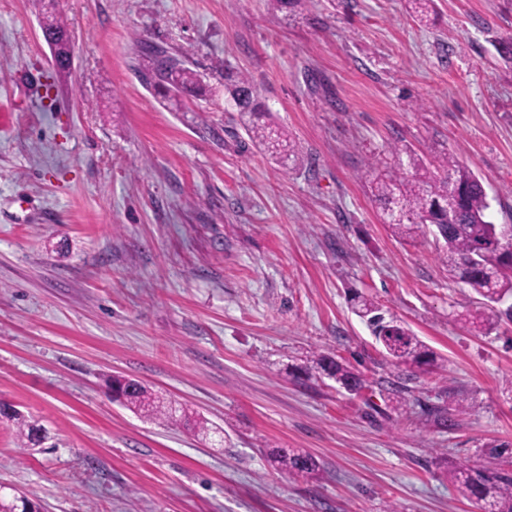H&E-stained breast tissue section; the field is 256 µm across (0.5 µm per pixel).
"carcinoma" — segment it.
Listing matches in <instances>:
<instances>
[{
    "mask_svg": "<svg viewBox=\"0 0 512 512\" xmlns=\"http://www.w3.org/2000/svg\"><path fill=\"white\" fill-rule=\"evenodd\" d=\"M412 17L422 25L432 21L433 0H407ZM43 36L54 39L53 56L60 70L68 68L72 46L67 26L55 15L43 18ZM151 67L142 74L146 87L162 88L167 99L183 105L182 96L200 89L199 75L190 67L188 54L163 53L149 48ZM224 91L230 96L252 143L281 161L296 164L303 158L288 133L265 121L256 89L244 75L224 72ZM414 173L382 177L369 169L363 179L369 182L373 201L391 232L401 239L432 236L441 245V259L450 276L482 297L490 307L512 297V255L500 251L494 224L488 220L491 207L482 178L454 156L443 154L435 170L412 159ZM353 312L371 328L390 362L396 366L434 367L438 356L402 327L373 299L351 298ZM310 377H326L351 394L359 393L365 379L348 365L326 355L312 354L304 368ZM112 398L127 408L152 418L173 417L142 382L112 379ZM15 422L20 447L30 448L40 441V427L15 411L8 415ZM269 458L276 470L290 476L312 477L317 464L309 455L294 449L274 448ZM453 481L474 498L484 512H512V470H482L467 464L457 466Z\"/></svg>",
    "mask_w": 512,
    "mask_h": 512,
    "instance_id": "carcinoma-1",
    "label": "carcinoma"
}]
</instances>
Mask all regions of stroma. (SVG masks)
Masks as SVG:
<instances>
[{"instance_id":"1","label":"stroma","mask_w":512,"mask_h":512,"mask_svg":"<svg viewBox=\"0 0 512 512\" xmlns=\"http://www.w3.org/2000/svg\"><path fill=\"white\" fill-rule=\"evenodd\" d=\"M64 19L73 60L39 26ZM0 0V403L47 432L20 450L0 417V484L43 512H478L455 465L512 464V320L432 236L394 238L362 177L454 153L512 224V0ZM188 52L182 112L145 88L146 46ZM243 72L304 162L253 145L224 99ZM372 297L440 357L398 368L352 313ZM367 381L301 371L309 352ZM142 381L207 434L149 419L108 382ZM467 399L458 412V399ZM444 406L452 424L427 410ZM490 441L510 445L499 457ZM297 448L315 478L274 470Z\"/></svg>"}]
</instances>
